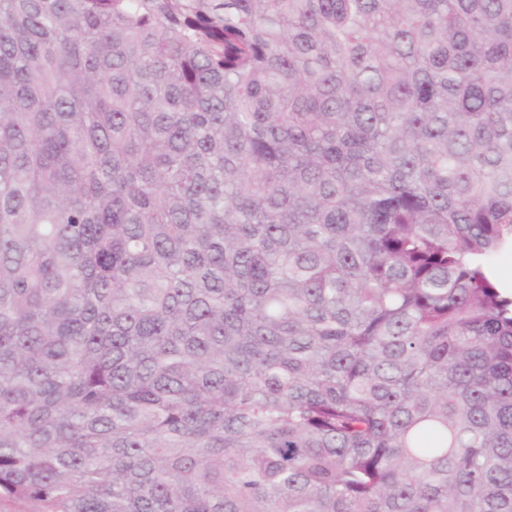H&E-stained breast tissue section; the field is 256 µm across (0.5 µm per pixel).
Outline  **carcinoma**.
Here are the masks:
<instances>
[{
	"label": "carcinoma",
	"mask_w": 512,
	"mask_h": 512,
	"mask_svg": "<svg viewBox=\"0 0 512 512\" xmlns=\"http://www.w3.org/2000/svg\"><path fill=\"white\" fill-rule=\"evenodd\" d=\"M512 0H0V498L512 512ZM488 272L498 288L503 293L510 294V288L508 290L503 289V284L512 282V247L504 248L493 256L488 262Z\"/></svg>",
	"instance_id": "carcinoma-1"
}]
</instances>
